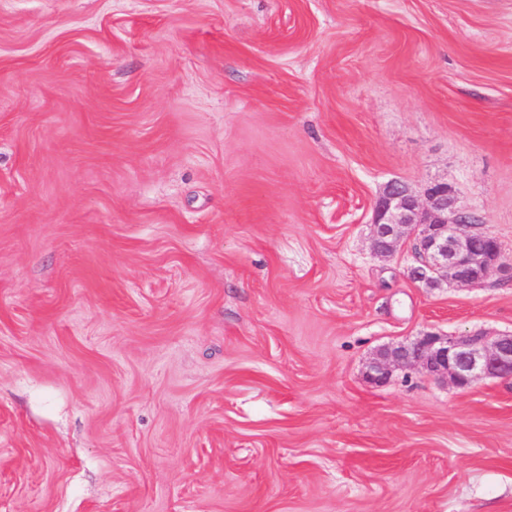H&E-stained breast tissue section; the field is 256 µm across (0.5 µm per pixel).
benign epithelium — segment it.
<instances>
[{
  "label": "benign epithelium",
  "instance_id": "benign-epithelium-1",
  "mask_svg": "<svg viewBox=\"0 0 512 512\" xmlns=\"http://www.w3.org/2000/svg\"><path fill=\"white\" fill-rule=\"evenodd\" d=\"M481 218L458 206L446 182L431 181L414 191L391 181L373 208L371 247L380 256L394 253L405 236L413 240V280L429 288L451 281L483 282L504 267L498 240L481 230ZM397 367L423 369L467 388L483 378H512V334L462 336L426 333L416 341L380 352L368 365L375 383L385 382Z\"/></svg>",
  "mask_w": 512,
  "mask_h": 512
}]
</instances>
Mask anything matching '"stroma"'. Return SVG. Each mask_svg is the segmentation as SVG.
<instances>
[{"mask_svg": "<svg viewBox=\"0 0 512 512\" xmlns=\"http://www.w3.org/2000/svg\"><path fill=\"white\" fill-rule=\"evenodd\" d=\"M445 181L512 263V0H0V512H512V276L370 243ZM462 336L426 333L416 341L380 352L368 365V376L384 383L397 367L423 369L467 388L483 378H512V334Z\"/></svg>", "mask_w": 512, "mask_h": 512, "instance_id": "35a3bbf8", "label": "stroma"}]
</instances>
